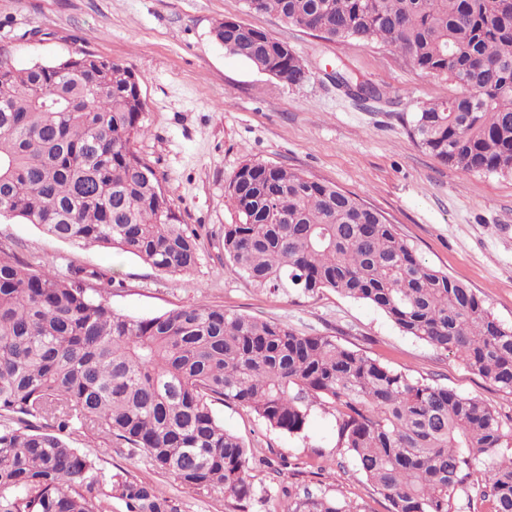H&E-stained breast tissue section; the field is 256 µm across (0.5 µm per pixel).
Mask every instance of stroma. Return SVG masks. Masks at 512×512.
I'll list each match as a JSON object with an SVG mask.
<instances>
[{"mask_svg":"<svg viewBox=\"0 0 512 512\" xmlns=\"http://www.w3.org/2000/svg\"><path fill=\"white\" fill-rule=\"evenodd\" d=\"M227 17L287 41L309 79L288 86L228 54L212 35ZM0 46L20 68L64 60L79 47L131 66L146 129L134 149L156 172L181 223L203 227L199 263L187 275L161 273L130 254L76 247L15 220L0 222V251L37 271L69 264L110 271L120 286L109 301L133 317L204 304L282 322L302 334L336 337L392 369L512 416V395L453 354L403 333L371 304L329 290L312 297L257 290L231 270L221 244L224 226L236 220L226 187L245 160L299 170L379 211L422 259L472 288L494 317L511 325L512 176L463 173L418 147L409 133L420 104L447 99L455 85L415 69L390 46L326 42L276 14L248 12L245 0H0ZM338 63L382 88L383 98L360 102L337 89L328 74ZM213 410L252 458L253 495L243 509L222 494L185 488L96 435L77 432L69 442L106 473L153 483L179 512H278L288 485L362 512H388V502L337 447L331 411L315 410L307 429L289 436L235 404Z\"/></svg>","mask_w":512,"mask_h":512,"instance_id":"35a3bbf8","label":"stroma"}]
</instances>
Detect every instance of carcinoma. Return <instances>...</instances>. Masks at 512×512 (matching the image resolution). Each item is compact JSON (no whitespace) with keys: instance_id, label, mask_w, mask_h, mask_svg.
<instances>
[{"instance_id":"carcinoma-1","label":"carcinoma","mask_w":512,"mask_h":512,"mask_svg":"<svg viewBox=\"0 0 512 512\" xmlns=\"http://www.w3.org/2000/svg\"><path fill=\"white\" fill-rule=\"evenodd\" d=\"M326 41L393 47L458 92L422 104L418 146L464 173L512 175V0H246ZM230 55L279 82L309 79L284 41L244 23L213 28ZM346 94L383 96L338 68ZM131 67L81 48L57 63L0 60V220L35 224L76 246L128 253L168 274L199 260L155 171L133 149L145 134ZM230 268L272 295L323 290L370 303L403 333L452 353L512 394V325L467 285L425 262L394 225L338 187L246 160L227 185ZM104 271L29 269L0 254V512H178L148 482L106 475L72 447L84 429L143 453L181 485L241 504L250 456L212 405L231 402L268 427L304 431L312 408L336 416L338 445L389 512H467L460 492L484 477L481 512H512V456L495 408L412 378L333 336L222 308L150 318L112 308ZM288 512H359L323 494L288 495Z\"/></svg>"}]
</instances>
